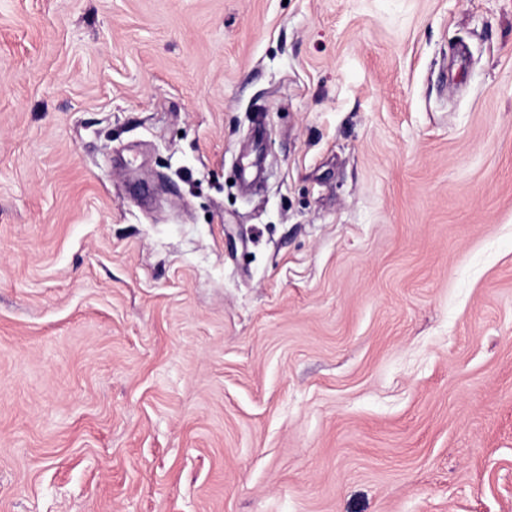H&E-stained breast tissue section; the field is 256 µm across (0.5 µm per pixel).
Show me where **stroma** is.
Masks as SVG:
<instances>
[{
  "label": "stroma",
  "mask_w": 512,
  "mask_h": 512,
  "mask_svg": "<svg viewBox=\"0 0 512 512\" xmlns=\"http://www.w3.org/2000/svg\"><path fill=\"white\" fill-rule=\"evenodd\" d=\"M0 512H512V0H0Z\"/></svg>",
  "instance_id": "35a3bbf8"
}]
</instances>
